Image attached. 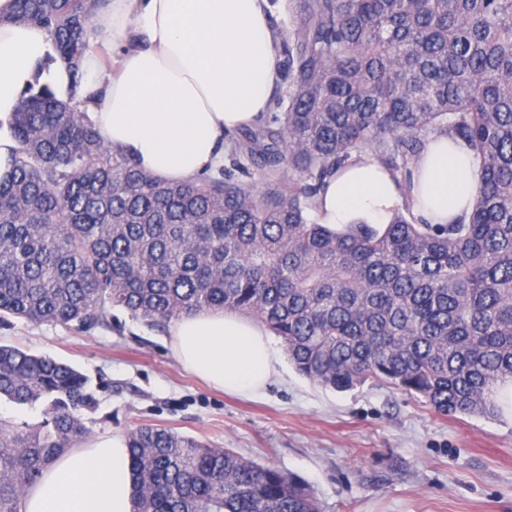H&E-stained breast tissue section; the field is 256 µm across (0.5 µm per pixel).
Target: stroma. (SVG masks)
Masks as SVG:
<instances>
[{
  "mask_svg": "<svg viewBox=\"0 0 512 512\" xmlns=\"http://www.w3.org/2000/svg\"><path fill=\"white\" fill-rule=\"evenodd\" d=\"M0 345L86 374L84 440L156 424L299 477L321 512H512V411L442 415L376 381L337 392L283 361L252 399L187 373L168 328L121 308L79 327L0 319Z\"/></svg>",
  "mask_w": 512,
  "mask_h": 512,
  "instance_id": "1",
  "label": "stroma"
}]
</instances>
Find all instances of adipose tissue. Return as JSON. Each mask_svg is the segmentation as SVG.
Instances as JSON below:
<instances>
[{"label":"adipose tissue","mask_w":512,"mask_h":512,"mask_svg":"<svg viewBox=\"0 0 512 512\" xmlns=\"http://www.w3.org/2000/svg\"><path fill=\"white\" fill-rule=\"evenodd\" d=\"M0 0V164L14 140L3 130L22 92L39 83L58 97L70 88L60 63L41 69L45 30L10 24ZM274 0H108L96 15L99 40L119 47L117 74L95 51L81 63L88 89L103 97L89 115L112 149L161 180L183 182L224 165V135L261 122L283 82ZM478 185L472 152L432 136L415 169L413 212L447 224L470 212ZM404 192L372 159L344 168L319 201L323 224L388 223ZM171 348L188 372L226 392L259 395L278 376L281 354L269 331L237 311L208 309L171 327ZM126 440L107 435L71 449L24 493L21 512H133Z\"/></svg>","instance_id":"adipose-tissue-1"}]
</instances>
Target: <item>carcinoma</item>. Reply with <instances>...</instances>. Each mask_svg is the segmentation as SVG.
Returning <instances> with one entry per match:
<instances>
[{"label":"carcinoma","mask_w":512,"mask_h":512,"mask_svg":"<svg viewBox=\"0 0 512 512\" xmlns=\"http://www.w3.org/2000/svg\"><path fill=\"white\" fill-rule=\"evenodd\" d=\"M72 73L60 99L25 90L0 176V316L68 325L121 307L152 325L204 309L252 314L300 374L335 391L369 379L443 415L498 414L512 384V0H289L286 112L226 133L245 176L166 183L99 137L79 63L103 0H14ZM479 161L470 214L425 224L318 223L326 180L365 155L409 187L430 136ZM42 406L0 427V512L84 431L88 378L0 346V398ZM133 512H319L269 465L165 428L127 436Z\"/></svg>","instance_id":"cac0c4a2"}]
</instances>
